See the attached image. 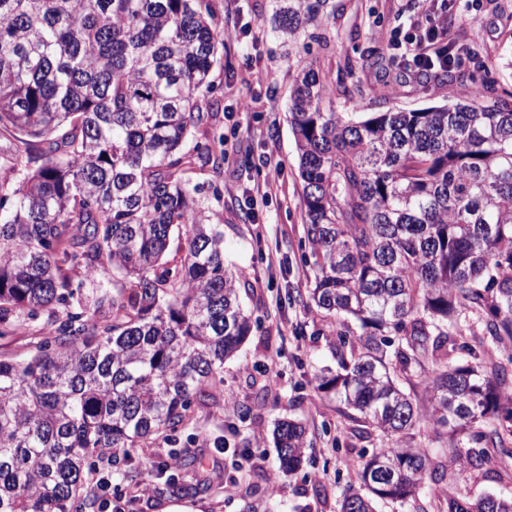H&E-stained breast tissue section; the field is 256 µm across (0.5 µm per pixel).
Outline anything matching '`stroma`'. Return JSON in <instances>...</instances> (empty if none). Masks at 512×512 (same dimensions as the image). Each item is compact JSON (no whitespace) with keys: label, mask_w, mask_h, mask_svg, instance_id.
<instances>
[{"label":"stroma","mask_w":512,"mask_h":512,"mask_svg":"<svg viewBox=\"0 0 512 512\" xmlns=\"http://www.w3.org/2000/svg\"><path fill=\"white\" fill-rule=\"evenodd\" d=\"M213 22L224 32V59L210 79L220 103V121L208 135L221 168L194 169L192 183L203 186L199 199L224 230V261L242 275L240 300L254 325L249 338L224 363L223 407L197 410L169 447L195 449L203 459L201 478L209 491L183 496L152 478L128 477V463L94 457L86 467V486L96 497L88 512H102L104 493L94 472L112 475V487L134 495V512H242L245 502L271 497L277 512H340L343 496L358 488L356 465L362 454L388 445L372 429L353 435V422L334 396L317 388L315 377L335 368L328 318L308 306L312 279L310 247L304 224L303 186L294 138L288 124V85L298 62L314 64L330 76L327 106L337 112H384L442 106L463 88L493 79L497 94L512 95V0H457L449 10L448 39L474 48L471 62L447 83L440 72L400 77L394 65L372 68L389 57L388 38L406 16L423 12L429 0H336L322 26L323 45L310 49L276 36V0H210ZM262 69L263 83L251 73ZM194 133L193 141H200ZM279 177L271 197L256 192L270 169ZM246 406L238 420L237 406ZM283 418L303 422L308 447L301 470L279 471L273 429ZM414 440L424 446L443 477L428 482L418 503H377L376 512H436L442 501L477 500L484 495L512 497V457L490 455L466 480L449 472L455 451L418 425Z\"/></svg>","instance_id":"35a3bbf8"}]
</instances>
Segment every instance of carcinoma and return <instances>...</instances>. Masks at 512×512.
<instances>
[{
    "label": "carcinoma",
    "instance_id": "carcinoma-1",
    "mask_svg": "<svg viewBox=\"0 0 512 512\" xmlns=\"http://www.w3.org/2000/svg\"><path fill=\"white\" fill-rule=\"evenodd\" d=\"M330 0H283L275 31L319 41ZM205 0H0V132L17 173L0 183V336L47 315L28 358H0V512H82V474L98 453L169 437L192 407L224 398V361L253 324L224 231L191 185L220 166L205 100L224 36ZM328 79L300 69L288 116L313 258L309 298L334 318L338 370L316 377L364 423L393 438L360 464L372 498L416 499L433 477L413 444L420 421L511 457L512 384L489 348L459 345L462 303L492 344L512 341V101L484 82L447 107L334 112ZM180 262L165 260L174 230ZM110 271L115 280H97ZM422 377L421 412L399 381ZM280 470L304 460L306 427L273 430ZM167 489L196 493L195 451L173 453ZM448 512H512V499L448 502Z\"/></svg>",
    "mask_w": 512,
    "mask_h": 512
}]
</instances>
